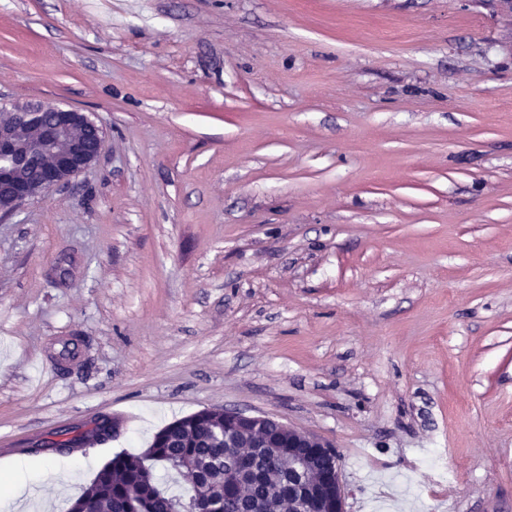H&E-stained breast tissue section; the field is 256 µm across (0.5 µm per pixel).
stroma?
<instances>
[{"mask_svg": "<svg viewBox=\"0 0 512 512\" xmlns=\"http://www.w3.org/2000/svg\"><path fill=\"white\" fill-rule=\"evenodd\" d=\"M0 97L105 133L0 219V468L30 466L0 512H68L224 408L330 441L347 512H512V26L484 0H0Z\"/></svg>", "mask_w": 512, "mask_h": 512, "instance_id": "obj_1", "label": "stroma"}]
</instances>
